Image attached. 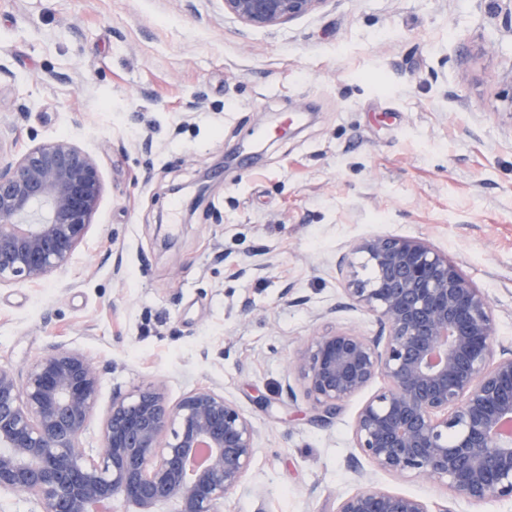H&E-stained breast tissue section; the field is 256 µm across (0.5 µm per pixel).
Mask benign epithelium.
Instances as JSON below:
<instances>
[{
    "instance_id": "7a95c632",
    "label": "benign epithelium",
    "mask_w": 512,
    "mask_h": 512,
    "mask_svg": "<svg viewBox=\"0 0 512 512\" xmlns=\"http://www.w3.org/2000/svg\"><path fill=\"white\" fill-rule=\"evenodd\" d=\"M327 0H224V11L272 28ZM104 186L95 158L60 138L0 161V287L40 285L65 268L94 223ZM374 279L345 289L377 325L331 329L288 360L318 417L383 376L357 413L355 447L399 479L444 484L471 501L512 498V346L495 345L486 295L416 238L370 236L353 248ZM101 370L58 345L23 374L0 368V492L47 512H221L254 459L258 434L239 407L203 386L169 402L162 381L116 395L97 457L81 436ZM337 512H431L418 497L367 486Z\"/></svg>"
}]
</instances>
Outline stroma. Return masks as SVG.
Segmentation results:
<instances>
[{
	"mask_svg": "<svg viewBox=\"0 0 512 512\" xmlns=\"http://www.w3.org/2000/svg\"><path fill=\"white\" fill-rule=\"evenodd\" d=\"M512 0H326L253 28L224 0H0V153L70 139L104 192L95 224L39 287L0 288V366L66 343L102 368L89 455L115 393L212 386L259 434L224 512H336L360 474L430 512H512L398 481L354 444L386 385L318 419L283 392L288 360L371 270L354 245L419 238L487 296L512 345ZM208 179L205 198L181 189Z\"/></svg>",
	"mask_w": 512,
	"mask_h": 512,
	"instance_id": "35a3bbf8",
	"label": "stroma"
}]
</instances>
